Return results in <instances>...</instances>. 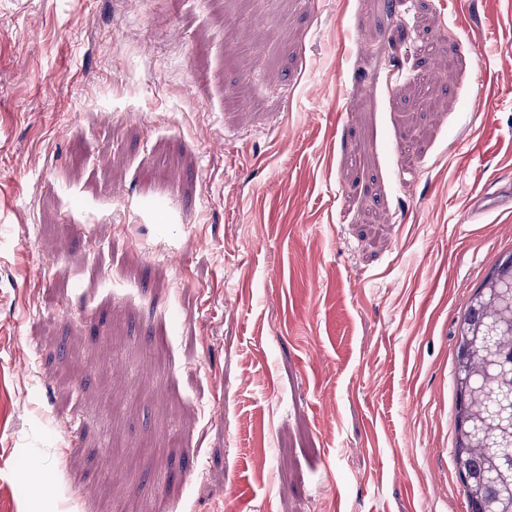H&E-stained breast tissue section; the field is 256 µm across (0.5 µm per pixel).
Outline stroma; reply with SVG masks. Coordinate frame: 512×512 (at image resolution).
I'll return each instance as SVG.
<instances>
[{"label": "stroma", "instance_id": "35a3bbf8", "mask_svg": "<svg viewBox=\"0 0 512 512\" xmlns=\"http://www.w3.org/2000/svg\"><path fill=\"white\" fill-rule=\"evenodd\" d=\"M508 250L512 0H0V512H466ZM511 309L512 260L505 254L470 297L461 316L467 317L462 322L463 337L460 339L464 354L458 360L454 380L459 402L455 420V447L461 463L466 460L479 461L483 465L490 463L486 442L500 435L499 429L486 418L484 411L487 389L479 388L475 379L484 378L491 359L490 353L482 350V337L492 319H498L497 335L500 344H512ZM504 312H507V317L501 318ZM475 428L481 429V438L475 435Z\"/></svg>", "mask_w": 512, "mask_h": 512}]
</instances>
